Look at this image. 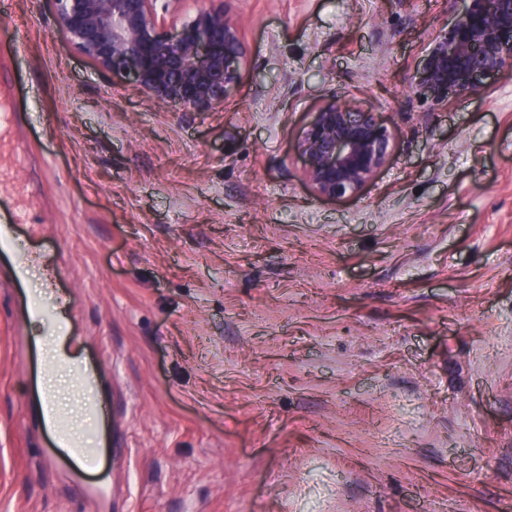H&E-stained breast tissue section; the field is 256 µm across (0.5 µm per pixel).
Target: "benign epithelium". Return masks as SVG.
Returning a JSON list of instances; mask_svg holds the SVG:
<instances>
[{"label": "benign epithelium", "mask_w": 512, "mask_h": 512, "mask_svg": "<svg viewBox=\"0 0 512 512\" xmlns=\"http://www.w3.org/2000/svg\"><path fill=\"white\" fill-rule=\"evenodd\" d=\"M55 27L95 69L125 74L151 102L203 112L223 105L243 77L240 16L225 0H53ZM512 70V0H467L430 43L411 87L435 105L477 93ZM297 149L313 191L336 199L361 190L383 167L392 133L377 113L333 99L303 128Z\"/></svg>", "instance_id": "1"}]
</instances>
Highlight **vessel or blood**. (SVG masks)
Returning <instances> with one entry per match:
<instances>
[{"mask_svg":"<svg viewBox=\"0 0 512 512\" xmlns=\"http://www.w3.org/2000/svg\"><path fill=\"white\" fill-rule=\"evenodd\" d=\"M30 221L29 213L17 206L9 208L6 217L0 219V256L11 260L14 277L18 280L23 277L26 256L14 236V229ZM73 305L74 298L70 295L60 296L58 302L52 306L34 298L29 302V312L35 319L51 325L62 315L70 313ZM76 379L81 402L89 412L86 424L89 436L82 442L76 440L68 427L66 416L59 413L53 395L43 393L41 407L48 436L44 456L49 463H61L72 472L83 473L97 465L106 408L97 396L95 379L91 372L84 367H77Z\"/></svg>","mask_w":512,"mask_h":512,"instance_id":"vessel-or-blood-1","label":"vessel or blood"}]
</instances>
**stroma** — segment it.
I'll use <instances>...</instances> for the list:
<instances>
[{
  "mask_svg": "<svg viewBox=\"0 0 512 512\" xmlns=\"http://www.w3.org/2000/svg\"><path fill=\"white\" fill-rule=\"evenodd\" d=\"M248 47L222 107L155 105L0 0V192L32 280L0 257V512H512V73L434 106L410 86L465 0H232ZM393 150L317 196L297 138L331 98ZM65 336L108 409L96 474L48 464L39 406ZM74 305V298L72 295H62L59 297L58 302L51 306L32 298L29 302V312L37 320L44 322L48 325L56 323L63 314H71V309Z\"/></svg>",
  "mask_w": 512,
  "mask_h": 512,
  "instance_id": "35a3bbf8",
  "label": "stroma"
}]
</instances>
